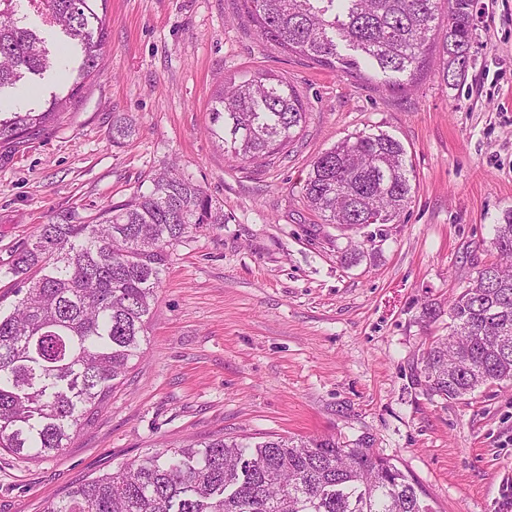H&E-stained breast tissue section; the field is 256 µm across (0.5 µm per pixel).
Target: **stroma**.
Here are the masks:
<instances>
[{"label":"stroma","instance_id":"stroma-1","mask_svg":"<svg viewBox=\"0 0 512 512\" xmlns=\"http://www.w3.org/2000/svg\"><path fill=\"white\" fill-rule=\"evenodd\" d=\"M237 0H108L104 71L78 109L0 148V309L7 270L38 225L92 215L168 168L224 221L170 254L144 356L69 448L28 461L0 450V512H45L74 485L157 449L231 437L368 438L432 512H512V382L466 400L414 385L448 304L492 262L512 210V0H474L464 78L389 89L263 42ZM288 78L308 107L299 140L241 163L207 133L218 80ZM132 136L112 141V119ZM387 133L407 151L411 204L393 224L328 223L301 188L343 137ZM433 309L425 322L424 309Z\"/></svg>","mask_w":512,"mask_h":512}]
</instances>
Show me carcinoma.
<instances>
[{
	"instance_id": "carcinoma-1",
	"label": "carcinoma",
	"mask_w": 512,
	"mask_h": 512,
	"mask_svg": "<svg viewBox=\"0 0 512 512\" xmlns=\"http://www.w3.org/2000/svg\"><path fill=\"white\" fill-rule=\"evenodd\" d=\"M473 0H240L261 40L343 74L359 60L410 89L429 68L465 71ZM32 7L70 40L69 79L39 108L4 104L5 89L54 69ZM107 0H0V146L14 147L82 102L102 74ZM359 56L339 54V45ZM208 135L242 162L298 137L307 108L284 78L220 85ZM135 132L122 116L112 142ZM302 191L331 224H392L412 202L411 166L385 133L348 136L312 162ZM224 223L201 186L169 171L94 215L42 224L7 274L20 295L0 311V449L23 460L69 447L105 410L142 355L145 318L169 250L192 226ZM498 263L477 272L448 309L449 333L422 353L427 394L460 400L512 380V211L496 225ZM47 512H431L422 490L366 439L224 437L191 441L84 480Z\"/></svg>"
}]
</instances>
